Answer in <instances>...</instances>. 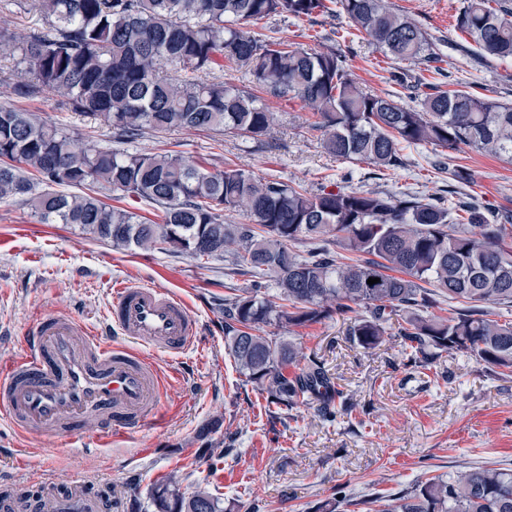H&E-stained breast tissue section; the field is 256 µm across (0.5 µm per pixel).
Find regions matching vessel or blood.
<instances>
[{"mask_svg": "<svg viewBox=\"0 0 512 512\" xmlns=\"http://www.w3.org/2000/svg\"><path fill=\"white\" fill-rule=\"evenodd\" d=\"M108 330L70 314L35 320L25 345L0 370V417L22 435L63 439L95 423L106 442L135 432L158 413L165 375L156 354L179 355L197 340L188 305L166 288L125 282L114 290ZM100 495L77 486L0 482V512H109Z\"/></svg>", "mask_w": 512, "mask_h": 512, "instance_id": "obj_1", "label": "vessel or blood"}]
</instances>
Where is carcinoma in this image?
I'll return each instance as SVG.
<instances>
[{"label":"carcinoma","instance_id":"obj_1","mask_svg":"<svg viewBox=\"0 0 512 512\" xmlns=\"http://www.w3.org/2000/svg\"><path fill=\"white\" fill-rule=\"evenodd\" d=\"M383 56L442 68L441 54L421 24L387 0H336ZM38 21L27 29L0 27V49L20 51L28 81L13 86L30 98L52 91L68 109L99 119L133 141L146 131H230L254 140L270 135L274 113L253 93L299 99L318 117L324 150L377 168L402 165L400 144L448 150L463 146L512 156V104L474 85L422 92L394 71L411 104L359 84L348 57L259 37L249 28L279 15L312 21L327 0H21ZM455 28L480 57L512 59V0H462ZM227 59L248 84L202 75ZM169 67L176 76L167 77ZM119 191L163 212L142 219L89 194L52 186ZM0 203L20 204L41 224H73L116 249L161 250L194 259L221 258L230 277H251L224 296V340L241 375L269 403L293 409L314 404L332 422L357 410L336 388L324 364L268 326H308L351 313L346 340L368 352L399 316L406 362L421 373L445 355L466 356L495 372L512 370V319L488 309L512 308V212L472 202L446 204L406 194L323 186L298 189L232 166L140 151L83 145L73 134L0 105ZM241 209L248 223L224 212ZM465 212L458 222L454 212ZM308 243L301 254L296 245ZM380 282L369 285V278ZM275 282L276 299L267 298ZM465 307L444 318L439 298ZM158 512H224L200 487L187 497L180 477L156 486ZM378 512H512V468L472 466L454 475L420 478L411 489L378 499Z\"/></svg>","mask_w":512,"mask_h":512}]
</instances>
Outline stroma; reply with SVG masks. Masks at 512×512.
Returning <instances> with one entry per match:
<instances>
[{
    "mask_svg": "<svg viewBox=\"0 0 512 512\" xmlns=\"http://www.w3.org/2000/svg\"><path fill=\"white\" fill-rule=\"evenodd\" d=\"M390 2L433 36L453 79L477 83L485 94L512 103V62L481 61L459 43L455 14L462 0ZM253 30L263 38L348 52L364 86L383 96L403 93L389 79L395 63L338 13L313 21L272 16ZM16 58L0 51V104L26 110L36 121L66 128L99 148L125 149L109 126L66 111L56 94L13 95L11 86L21 79ZM266 104L276 119L262 143L237 132L177 129L145 132L134 147L205 158L219 168L229 163L311 192L347 183L363 191L426 197L447 188L449 169L461 166L469 180L458 192L483 207L512 210V158L465 146L447 154L430 145H407L403 167L381 170L326 154L315 117L301 101L270 98ZM229 280L223 260L116 250L77 227L39 224L26 207L0 203V365L20 352L40 316L71 313L85 324L104 326L114 289L127 281L158 284L181 297L202 328L183 354L157 357L169 378L160 424L102 444L91 425L76 439L51 440L15 434L0 418V478L61 487L83 481L111 495L112 512H157L154 487L174 471L182 492L206 484L233 512H314L336 496L345 500L340 512H375L376 498L409 488L427 473L450 475L484 462L512 468V373L495 377L468 357H444L434 372L450 379L434 382L432 374L402 366L397 337H386L368 354L351 347L344 314L286 334L323 361L334 384L364 406V420L329 423L312 406L270 417L264 394L239 374L224 345ZM230 281L247 283L240 275ZM209 424L215 445L204 448L197 434ZM227 441L228 453L222 450Z\"/></svg>",
    "mask_w": 512,
    "mask_h": 512,
    "instance_id": "1",
    "label": "stroma"
}]
</instances>
